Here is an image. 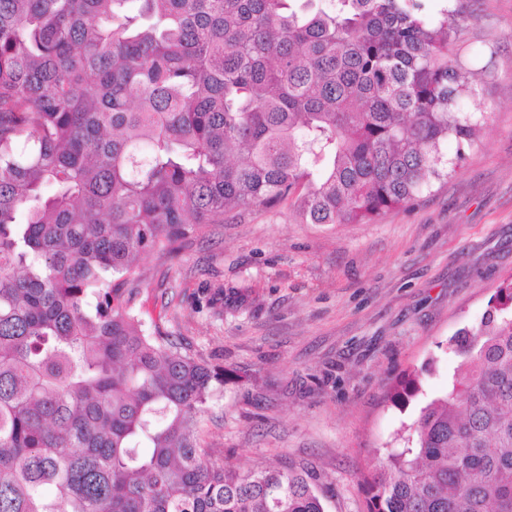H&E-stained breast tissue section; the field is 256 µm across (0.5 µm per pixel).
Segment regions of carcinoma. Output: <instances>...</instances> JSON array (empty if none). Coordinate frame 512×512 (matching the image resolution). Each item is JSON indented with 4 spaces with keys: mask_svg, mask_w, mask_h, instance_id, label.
I'll use <instances>...</instances> for the list:
<instances>
[{
    "mask_svg": "<svg viewBox=\"0 0 512 512\" xmlns=\"http://www.w3.org/2000/svg\"><path fill=\"white\" fill-rule=\"evenodd\" d=\"M428 2L0 0V512H325L312 473L201 447L238 376L145 328L138 261L235 209L370 224L444 176L474 72ZM446 351L367 512H512V276Z\"/></svg>",
    "mask_w": 512,
    "mask_h": 512,
    "instance_id": "cac0c4a2",
    "label": "carcinoma"
}]
</instances>
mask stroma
Returning <instances> with one entry per match:
<instances>
[{
    "label": "stroma",
    "instance_id": "1",
    "mask_svg": "<svg viewBox=\"0 0 512 512\" xmlns=\"http://www.w3.org/2000/svg\"><path fill=\"white\" fill-rule=\"evenodd\" d=\"M462 3L449 54L475 73L463 109L482 132L444 143L448 178L373 224H301L285 203L235 210L176 256L141 261L146 324L240 376L210 402L202 445L228 467L313 469L326 512H365L363 471L419 408L393 406L392 383L429 362L422 398L446 390L449 337L512 275V0Z\"/></svg>",
    "mask_w": 512,
    "mask_h": 512
}]
</instances>
